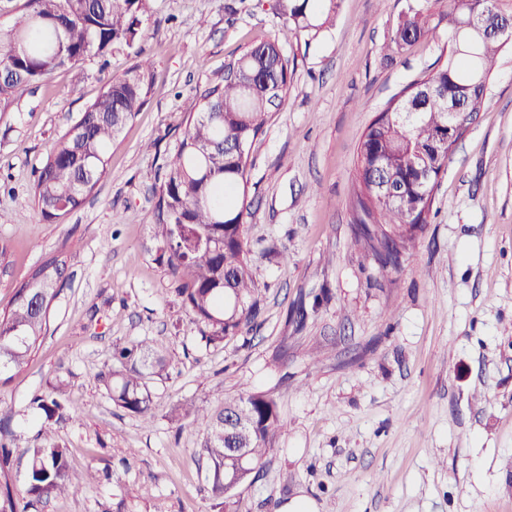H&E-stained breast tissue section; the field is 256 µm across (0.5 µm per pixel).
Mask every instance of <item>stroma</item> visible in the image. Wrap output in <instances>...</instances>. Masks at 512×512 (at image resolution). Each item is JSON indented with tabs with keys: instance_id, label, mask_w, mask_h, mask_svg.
<instances>
[{
	"instance_id": "obj_1",
	"label": "stroma",
	"mask_w": 512,
	"mask_h": 512,
	"mask_svg": "<svg viewBox=\"0 0 512 512\" xmlns=\"http://www.w3.org/2000/svg\"><path fill=\"white\" fill-rule=\"evenodd\" d=\"M409 0H342L318 42L293 39L285 104L248 167V258L261 314L249 335L209 344L181 309L155 241V188L197 94L247 47L280 37L275 0H148L145 103L109 146L108 172L77 210L41 220L33 171L112 79L114 49L0 101V311L57 249L64 286L28 367L0 380L12 425L42 444L34 392L55 376L76 409L55 443L73 469L111 480L38 512H512V45L490 66L485 110L458 143L425 232L399 269L353 245L355 161L374 115L448 55L384 46ZM306 307L305 320L297 310ZM145 340L167 367L154 416L116 406L99 375L113 346ZM263 391L286 423L277 449L226 504L199 458L207 409Z\"/></svg>"
}]
</instances>
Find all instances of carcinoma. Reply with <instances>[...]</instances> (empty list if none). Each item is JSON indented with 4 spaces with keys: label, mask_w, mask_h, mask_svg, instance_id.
<instances>
[{
    "label": "carcinoma",
    "mask_w": 512,
    "mask_h": 512,
    "mask_svg": "<svg viewBox=\"0 0 512 512\" xmlns=\"http://www.w3.org/2000/svg\"><path fill=\"white\" fill-rule=\"evenodd\" d=\"M341 0H275L286 19L283 38L260 42L226 65L224 77L196 99L195 112L165 163L156 204L160 258L178 282L182 308L210 343L252 330L259 305L248 260L246 216L250 151L291 85V65L282 40L319 39ZM21 19L0 29V97L37 83L88 56L105 57L115 47H134L148 21L147 0H24ZM512 22V0H415L390 38L400 52L421 39L448 34V56L430 73L408 85L377 113L359 145L352 207L357 235L382 268L401 266L410 244L425 231L438 180L456 142H448V112L461 107L469 129L481 112L490 65L512 44V28L500 36L476 29ZM139 61L114 79L80 119L54 145L35 171L33 196L44 219L80 207L107 173V149L144 103L146 74L152 67L143 51ZM65 261H44L15 289L10 310L0 314V376L23 368L46 335L51 305L63 285ZM163 350L147 341L115 349L114 364L101 380L112 401L127 412L154 416L149 383L166 369ZM66 380L55 377L50 391L33 397L41 411L40 432L75 418L64 399ZM205 427L203 455L217 500L231 496L230 481L243 469L258 472L285 426L277 402L264 392L224 398L214 411L195 408ZM235 418L229 435L224 417ZM11 412L0 409V476L13 452L29 458L24 491L0 483V512H28L59 496H76L90 484L109 479L106 470L77 473L59 445L29 447L10 427ZM245 451L246 459L233 452Z\"/></svg>",
    "instance_id": "carcinoma-1"
}]
</instances>
